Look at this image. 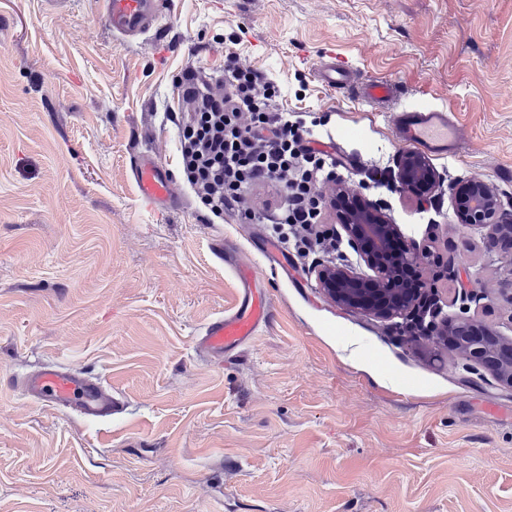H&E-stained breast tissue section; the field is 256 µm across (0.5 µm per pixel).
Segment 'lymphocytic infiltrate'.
Masks as SVG:
<instances>
[{
  "label": "lymphocytic infiltrate",
  "mask_w": 512,
  "mask_h": 512,
  "mask_svg": "<svg viewBox=\"0 0 512 512\" xmlns=\"http://www.w3.org/2000/svg\"><path fill=\"white\" fill-rule=\"evenodd\" d=\"M175 88L184 109L168 118L184 185L216 218L235 211L310 246L340 166L330 137L280 109L278 85L231 52L218 71L185 67Z\"/></svg>",
  "instance_id": "lymphocytic-infiltrate-1"
}]
</instances>
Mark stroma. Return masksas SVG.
<instances>
[{
  "instance_id": "35a3bbf8",
  "label": "stroma",
  "mask_w": 512,
  "mask_h": 512,
  "mask_svg": "<svg viewBox=\"0 0 512 512\" xmlns=\"http://www.w3.org/2000/svg\"><path fill=\"white\" fill-rule=\"evenodd\" d=\"M234 52L281 89V108L363 170L394 169L393 117L323 86L333 51L402 102L449 108L467 135L432 163L440 206L407 190L382 203L404 235L438 236L457 282L479 280L478 324L512 315V263L457 224L448 188L480 177L512 209V0H166L138 39L95 0H0V377L42 362L98 374L128 400L88 421L0 384V512H512V392L454 351L338 307L267 225L213 222L194 197L144 209L130 170L152 148L179 171L174 80ZM253 263L275 317L223 366L193 340L235 308Z\"/></svg>"
}]
</instances>
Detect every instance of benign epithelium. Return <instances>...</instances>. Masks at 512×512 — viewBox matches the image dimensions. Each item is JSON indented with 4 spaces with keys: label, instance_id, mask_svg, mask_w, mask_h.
<instances>
[{
    "label": "benign epithelium",
    "instance_id": "obj_1",
    "mask_svg": "<svg viewBox=\"0 0 512 512\" xmlns=\"http://www.w3.org/2000/svg\"><path fill=\"white\" fill-rule=\"evenodd\" d=\"M395 180L420 200L431 197L442 177L422 156L403 151L396 159ZM453 214L459 224L481 233L483 250L512 259V213L495 188L481 178H471L451 193ZM339 231L358 257L357 265L320 264L315 269L319 288L336 305L379 319L401 318L414 328L421 316L429 315L420 332L431 340L451 345L464 360V369L491 376L499 386L512 391V336L487 327H473L469 302L476 299L463 288L444 311L435 286L403 281L402 271L429 259L430 251L407 238L384 205L336 186Z\"/></svg>",
    "mask_w": 512,
    "mask_h": 512
}]
</instances>
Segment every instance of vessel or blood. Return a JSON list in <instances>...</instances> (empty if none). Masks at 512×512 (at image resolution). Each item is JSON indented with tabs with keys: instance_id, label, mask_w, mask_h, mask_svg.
<instances>
[{
	"instance_id": "1",
	"label": "vessel or blood",
	"mask_w": 512,
	"mask_h": 512,
	"mask_svg": "<svg viewBox=\"0 0 512 512\" xmlns=\"http://www.w3.org/2000/svg\"><path fill=\"white\" fill-rule=\"evenodd\" d=\"M164 0H99L100 15L116 35L132 38L155 26ZM319 81L331 89H345L372 105L393 104L397 85L388 79L358 81L355 69L335 54L324 55L314 67ZM397 136L417 154L456 156L462 151V133L447 109L410 106L395 114ZM138 188V199L149 208L181 209L182 192L169 169L152 152L130 158ZM249 264L238 267L240 288L235 310L208 321L194 339L196 354L205 361L220 363L228 354L241 350L274 318L272 304L256 295ZM7 384L23 397L54 411L68 412L85 420H107L125 412L126 398L96 375L59 363L7 377Z\"/></svg>"
}]
</instances>
